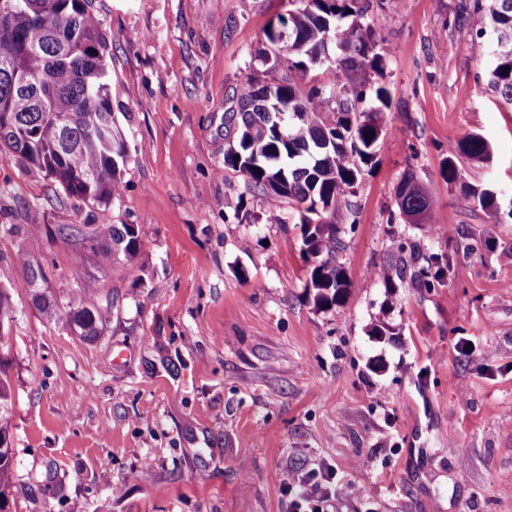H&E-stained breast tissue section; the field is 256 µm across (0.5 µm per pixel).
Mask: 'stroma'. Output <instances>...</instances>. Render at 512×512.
<instances>
[{"label": "stroma", "mask_w": 512, "mask_h": 512, "mask_svg": "<svg viewBox=\"0 0 512 512\" xmlns=\"http://www.w3.org/2000/svg\"><path fill=\"white\" fill-rule=\"evenodd\" d=\"M458 2L395 0L377 26L384 69L367 78L391 91L388 131L332 219L354 288L323 311L296 206L270 207L224 166V102L289 0H93L130 154L120 194L80 204L0 150L11 512H288L282 472L328 465L326 512H512V221L491 224L467 191L512 194V111L474 92L488 58L453 27ZM470 133L492 159L448 185V147ZM409 173L435 199L417 223L395 200ZM104 214L148 249L78 258L59 225ZM449 246L445 286L389 292L376 276ZM30 262L63 308L95 276L99 336L31 308Z\"/></svg>", "instance_id": "stroma-1"}]
</instances>
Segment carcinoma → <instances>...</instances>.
Segmentation results:
<instances>
[{
    "instance_id": "cac0c4a2",
    "label": "carcinoma",
    "mask_w": 512,
    "mask_h": 512,
    "mask_svg": "<svg viewBox=\"0 0 512 512\" xmlns=\"http://www.w3.org/2000/svg\"><path fill=\"white\" fill-rule=\"evenodd\" d=\"M12 31H0V147L58 183L84 204L107 206L120 192L125 167V140L116 124L108 69V40L92 12V0H12ZM294 9L265 30L257 52L267 70L281 72L271 82L248 77L224 110L225 136L230 142L224 166L242 173L250 188L276 207L288 200L300 212L302 253L310 264L307 291L319 310L346 303L353 285L336 264L340 241L336 225L323 214L336 212L352 193L361 174L355 160L375 156L386 132L384 110L391 92L385 85L367 95L359 74L384 68L375 52V26L393 7V0H292ZM472 25L477 39L489 38L490 65L486 85L512 108V0H461L453 25ZM334 101L331 117L317 108L324 93ZM280 107L281 127L269 119ZM373 134L367 140V134ZM491 160L489 142L469 134L448 148L442 173L448 184L461 179L460 158ZM473 204L499 224L512 219L502 198L489 188L471 187ZM399 215H427L432 196L412 174L396 190ZM59 235L89 250L102 264L123 256L135 258L148 240L133 224L106 219L93 225L91 236L72 224ZM92 244L85 245L86 240ZM423 264L416 265L418 260ZM411 279L423 288L443 286L451 279L453 253L433 252L412 258ZM45 274L28 264L24 277L31 306L48 321L77 328L85 338L100 334L102 316L94 303L93 281L85 282L82 300L62 311L44 287ZM13 319L10 293L0 289V324ZM12 384L7 359L0 358V512H10L12 496L9 454L12 428Z\"/></svg>"
}]
</instances>
